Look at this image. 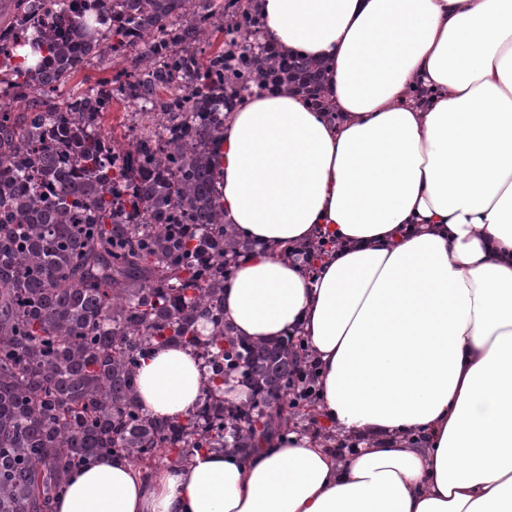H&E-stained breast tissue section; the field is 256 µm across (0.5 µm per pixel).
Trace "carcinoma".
I'll return each mask as SVG.
<instances>
[{"label": "carcinoma", "mask_w": 512, "mask_h": 512, "mask_svg": "<svg viewBox=\"0 0 512 512\" xmlns=\"http://www.w3.org/2000/svg\"><path fill=\"white\" fill-rule=\"evenodd\" d=\"M0 27L14 97L0 100V512H50L70 473L93 458H130L151 471L221 450L241 456L282 430L293 397L313 381L295 336L251 342L224 322V280L242 247L223 213L212 145L224 109L262 82L320 92L323 64L282 55L252 36L259 22L234 3L229 47L202 61L197 0H128L135 31L74 17L64 40L45 23L67 0H15ZM135 50L150 67L131 75L140 116L169 129L118 154L85 113L51 127L44 105L96 53ZM129 190L123 209L114 185ZM179 344L224 367L203 373L201 402L180 419L138 399L141 361ZM246 388L233 401L230 382Z\"/></svg>", "instance_id": "cac0c4a2"}]
</instances>
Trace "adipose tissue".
Wrapping results in <instances>:
<instances>
[{
    "label": "adipose tissue",
    "mask_w": 512,
    "mask_h": 512,
    "mask_svg": "<svg viewBox=\"0 0 512 512\" xmlns=\"http://www.w3.org/2000/svg\"><path fill=\"white\" fill-rule=\"evenodd\" d=\"M254 7L266 43L328 61L329 109L285 84L225 115L213 166L251 249L224 320L304 337L321 418L362 444L343 460L283 430L161 472L103 455L52 512H512V0ZM321 231L338 248L311 274L290 254ZM203 394L189 349L142 361L154 416Z\"/></svg>",
    "instance_id": "obj_1"
}]
</instances>
